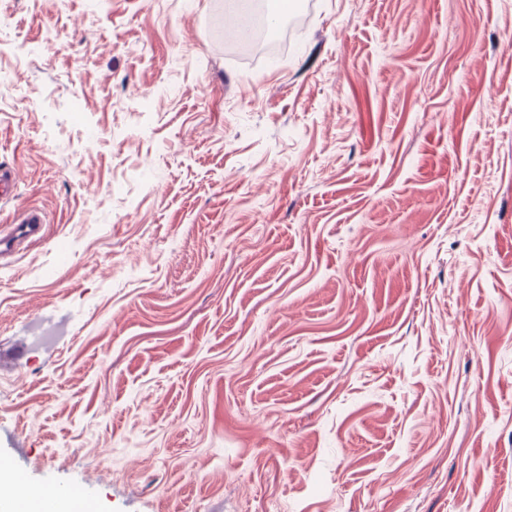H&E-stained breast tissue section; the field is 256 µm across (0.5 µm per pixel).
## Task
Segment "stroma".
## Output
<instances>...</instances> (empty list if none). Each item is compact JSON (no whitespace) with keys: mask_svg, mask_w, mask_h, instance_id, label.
Returning a JSON list of instances; mask_svg holds the SVG:
<instances>
[{"mask_svg":"<svg viewBox=\"0 0 512 512\" xmlns=\"http://www.w3.org/2000/svg\"><path fill=\"white\" fill-rule=\"evenodd\" d=\"M0 0V449L98 512H512V0ZM45 224L46 217L42 210L34 207L24 210L6 234L0 230V256L15 251L25 242L41 240Z\"/></svg>","mask_w":512,"mask_h":512,"instance_id":"1","label":"stroma"}]
</instances>
